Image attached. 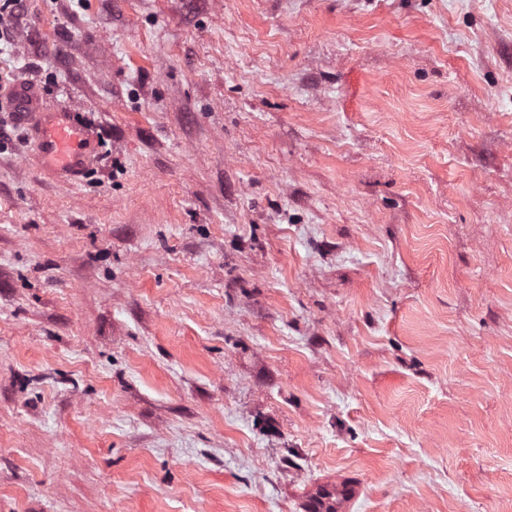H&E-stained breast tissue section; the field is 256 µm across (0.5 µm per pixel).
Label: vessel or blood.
Segmentation results:
<instances>
[{
  "label": "vessel or blood",
  "instance_id": "b4317fda",
  "mask_svg": "<svg viewBox=\"0 0 512 512\" xmlns=\"http://www.w3.org/2000/svg\"><path fill=\"white\" fill-rule=\"evenodd\" d=\"M6 106L24 122L37 143L38 157L50 171L68 178L81 177L95 153L93 134L79 124L69 112L46 110L40 88L15 84L5 95ZM357 497L356 486L341 488L335 498L312 499L310 512H344Z\"/></svg>",
  "mask_w": 512,
  "mask_h": 512
}]
</instances>
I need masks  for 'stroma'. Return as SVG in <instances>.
Masks as SVG:
<instances>
[{
  "label": "stroma",
  "instance_id": "35a3bbf8",
  "mask_svg": "<svg viewBox=\"0 0 512 512\" xmlns=\"http://www.w3.org/2000/svg\"><path fill=\"white\" fill-rule=\"evenodd\" d=\"M0 512H512V0H23ZM10 112L24 122L37 143L38 158L53 174L81 177L95 153L94 135L71 112L44 108L40 88L17 83L2 95ZM357 497V485H349L341 488L336 493V501L330 497L317 496L308 504V510L313 512H323L330 510H343L349 508Z\"/></svg>",
  "mask_w": 512,
  "mask_h": 512
}]
</instances>
